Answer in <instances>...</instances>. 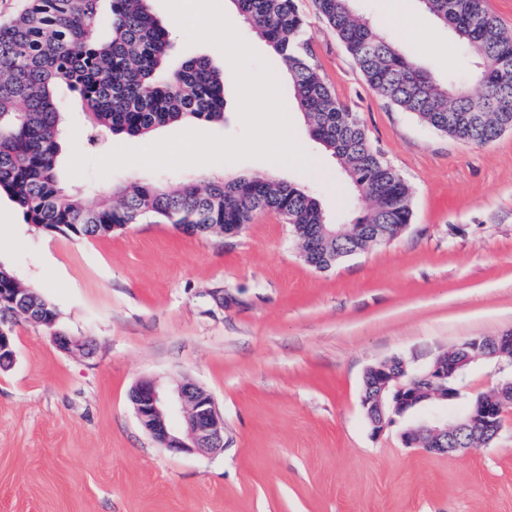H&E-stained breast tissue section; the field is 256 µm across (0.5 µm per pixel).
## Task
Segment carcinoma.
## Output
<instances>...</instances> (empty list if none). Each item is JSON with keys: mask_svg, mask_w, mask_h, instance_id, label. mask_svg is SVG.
<instances>
[{"mask_svg": "<svg viewBox=\"0 0 512 512\" xmlns=\"http://www.w3.org/2000/svg\"><path fill=\"white\" fill-rule=\"evenodd\" d=\"M240 17L279 57L312 138L339 162L369 212L357 224H408L409 188L369 142L364 128L324 83L304 38L296 0H233ZM368 86L429 128L464 142L490 143L512 126V32L486 0H420L474 59L461 79H445L405 54L390 35L356 14L350 0H314ZM171 38L149 0H30L0 21V196L46 233L77 239L110 235L128 224H172L188 233L212 224L217 233L271 211L296 240L315 237L326 264L365 239L354 225L332 222L313 191L274 175L216 176L202 184L131 182L87 198L58 169L67 135L56 90L66 85L82 105L88 143L138 137L182 120L224 121V69L206 56L174 65ZM40 319L57 308L32 293Z\"/></svg>", "mask_w": 512, "mask_h": 512, "instance_id": "obj_1", "label": "carcinoma"}]
</instances>
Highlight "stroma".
Returning <instances> with one entry per match:
<instances>
[{
    "label": "stroma",
    "instance_id": "obj_1",
    "mask_svg": "<svg viewBox=\"0 0 512 512\" xmlns=\"http://www.w3.org/2000/svg\"><path fill=\"white\" fill-rule=\"evenodd\" d=\"M387 0H352L382 32L438 75L471 59L454 33L406 0V26ZM320 73L371 143L405 179L412 217L387 245L332 268L307 265L289 225L264 212L234 237L130 224L77 240L42 232L0 197V262L60 312L91 355L59 350L41 326L11 321L15 358L0 367V512H512V410L488 446L459 457L407 446L394 417L373 434L360 405L366 369L397 356L417 367L472 336L512 330V131L473 144L438 133L364 81L335 33L298 0ZM308 172L269 160L123 166L72 177L89 196L136 180L273 174L313 188L331 220L335 159L310 137L280 82ZM237 137L236 85L223 124L158 129ZM512 375L478 360L449 413ZM191 380L224 417V449L175 456L139 423L131 388Z\"/></svg>",
    "mask_w": 512,
    "mask_h": 512
}]
</instances>
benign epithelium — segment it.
Returning <instances> with one entry per match:
<instances>
[{"instance_id": "benign-epithelium-1", "label": "benign epithelium", "mask_w": 512, "mask_h": 512, "mask_svg": "<svg viewBox=\"0 0 512 512\" xmlns=\"http://www.w3.org/2000/svg\"><path fill=\"white\" fill-rule=\"evenodd\" d=\"M51 339L62 351L89 353L87 341L54 332ZM508 357L512 363V331L496 337L478 336L459 343L451 353L438 355L429 365L415 369L398 357L381 360L367 368L372 380L364 382L361 406L374 433H381L391 421L390 412L405 414L437 397L451 401L458 389L454 384L465 370L480 359ZM14 350L8 330L0 326V366L13 363ZM135 413L153 439L175 454L217 453L224 449V419L213 396L194 383H183L172 391L152 379L136 383L129 393ZM512 405V380L495 391L475 398L466 412L448 421V414L433 411L422 416L415 428L402 434L407 445L420 444L440 455L465 453L467 449L448 444L470 433L480 435L479 445L490 444L503 426L504 413Z\"/></svg>"}]
</instances>
